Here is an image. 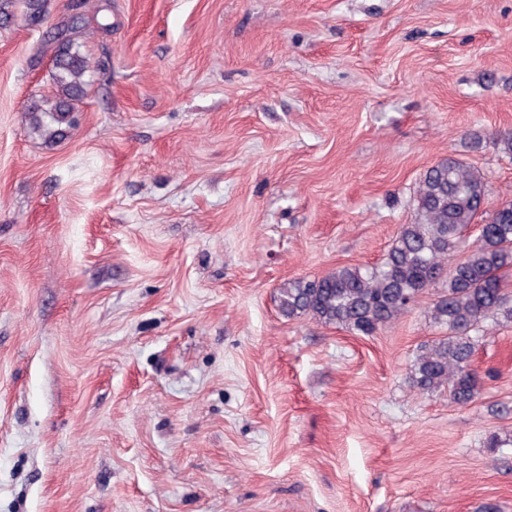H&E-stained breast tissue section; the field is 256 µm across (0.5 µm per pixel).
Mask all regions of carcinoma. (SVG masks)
Segmentation results:
<instances>
[{"label": "carcinoma", "instance_id": "obj_1", "mask_svg": "<svg viewBox=\"0 0 512 512\" xmlns=\"http://www.w3.org/2000/svg\"><path fill=\"white\" fill-rule=\"evenodd\" d=\"M16 1L23 6L27 24L45 20L47 0H0L1 22L13 17L9 7ZM85 7V0H73L70 25L49 39L53 96L26 109L30 133L49 143L67 137L77 105L86 96L90 62L84 47L93 30ZM487 202L484 175L448 156L419 178L414 219L401 225L379 264L343 266L320 278L286 282L279 288L280 310L290 318L310 317L372 336L432 289L437 298L430 318L444 335L419 348L411 383L426 392L444 387L460 406L472 403L481 378L470 368V359L483 324L512 322V293L504 288L505 276L512 273V200L488 216L463 257L451 263L448 258L458 251L464 231Z\"/></svg>", "mask_w": 512, "mask_h": 512}]
</instances>
